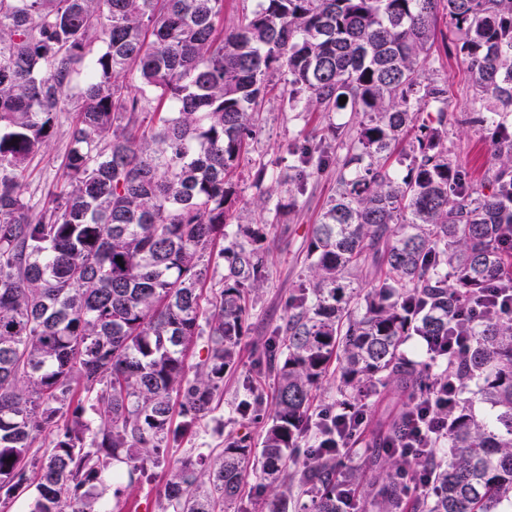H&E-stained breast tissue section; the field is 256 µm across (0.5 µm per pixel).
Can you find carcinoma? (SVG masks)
Instances as JSON below:
<instances>
[{"instance_id": "cac0c4a2", "label": "carcinoma", "mask_w": 512, "mask_h": 512, "mask_svg": "<svg viewBox=\"0 0 512 512\" xmlns=\"http://www.w3.org/2000/svg\"><path fill=\"white\" fill-rule=\"evenodd\" d=\"M441 12L474 100L497 102L470 118L494 128L488 194L448 153V89L425 76ZM223 18L224 0H0V512L33 484L31 512H95L111 461L126 460L132 485L211 413L264 278L260 230L238 225L246 240L219 251L207 313L200 262L226 237L231 177L275 73L289 103L362 121L332 131L344 151L336 198L313 230L285 350L268 344L265 475L278 480L314 424L313 393L334 362L336 406L365 408L382 387L405 410L378 438L370 466L385 476L367 489L331 451L302 463L307 512L512 508V312L478 322L464 356L443 347L475 299L512 280V0H260L231 30ZM131 71L134 93L120 81ZM61 112L73 113L66 180L33 217L24 173ZM408 136L401 170L393 156ZM326 163L304 147L288 181ZM363 275L377 284L357 299ZM203 334L210 354L194 371L187 352ZM408 336L433 347L441 374L402 356ZM473 381L487 417L462 397ZM439 384L460 393L436 410L451 459L417 461L432 489L413 498L394 446ZM60 418L29 471L30 449ZM251 453L238 437L214 468L202 454L182 461L162 512L224 508Z\"/></svg>"}]
</instances>
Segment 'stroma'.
<instances>
[{
    "mask_svg": "<svg viewBox=\"0 0 512 512\" xmlns=\"http://www.w3.org/2000/svg\"><path fill=\"white\" fill-rule=\"evenodd\" d=\"M429 74L448 87V148L476 185L485 182L490 157V133L470 121L473 108L471 76L455 49L435 43L429 58ZM257 122L248 160L242 161L231 180V204L226 213L228 238H235L239 225L259 227L264 235L265 278L249 306L246 331L241 340L235 369L224 375V388L216 396L214 410L171 448L168 461L148 465L137 483H129L125 463H114V479L108 480L99 505L111 512H128L133 500H140L146 512H161V492L170 476L171 465L198 452L219 458L228 438L249 437L254 450H261L262 439L271 423L275 387L260 371L259 363L267 342L288 318V304L310 277L308 244L324 209L336 195V167L328 165L313 174L297 193L289 197L283 178L295 164L296 146L309 142L335 147L331 129L347 124L346 112L305 111L291 107L279 91H271L256 108ZM72 115L59 113L54 136L46 148L29 162L25 187L35 210L52 207L54 192L65 181L64 161L69 150ZM264 169L263 180H256L257 169ZM253 384L263 395L259 415H240L238 403ZM398 402L372 397L367 427L359 434L342 466L371 479L368 458L380 431L398 409ZM271 489L264 478L259 458H252L245 472L239 495L227 512H267Z\"/></svg>",
    "mask_w": 512,
    "mask_h": 512,
    "instance_id": "35a3bbf8",
    "label": "stroma"
}]
</instances>
